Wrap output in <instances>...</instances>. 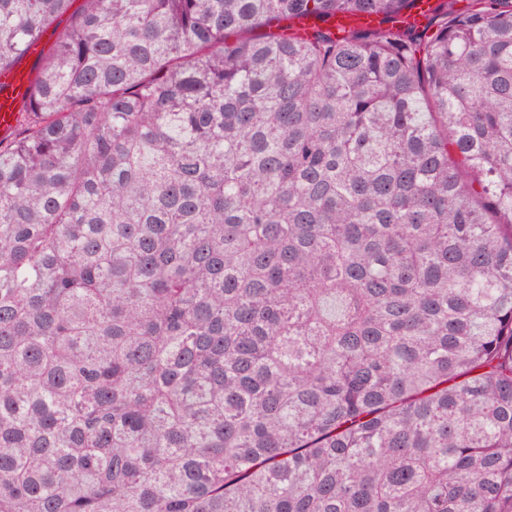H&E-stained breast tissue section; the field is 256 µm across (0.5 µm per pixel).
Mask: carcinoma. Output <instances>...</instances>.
<instances>
[{"instance_id": "cac0c4a2", "label": "carcinoma", "mask_w": 512, "mask_h": 512, "mask_svg": "<svg viewBox=\"0 0 512 512\" xmlns=\"http://www.w3.org/2000/svg\"><path fill=\"white\" fill-rule=\"evenodd\" d=\"M412 2L0 0V72L66 19L0 140V512H512V0L331 25ZM435 2V6L437 5V0H433ZM432 0H418L414 6V8L409 11L406 14H403L399 17L398 23L402 27H410L420 26L427 17L432 13L433 9L435 8L433 6ZM428 22L425 21L422 25V27L419 28V30H422L424 25H426ZM399 25H396V27H400ZM379 20L372 13H360L357 15L337 14L332 21L339 37L345 36L347 32L355 29H374L378 27Z\"/></svg>"}]
</instances>
